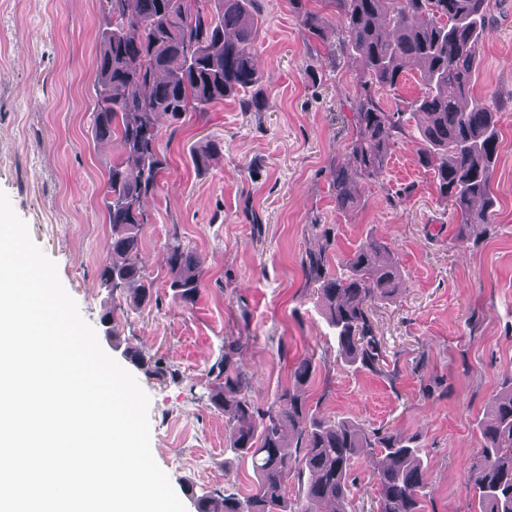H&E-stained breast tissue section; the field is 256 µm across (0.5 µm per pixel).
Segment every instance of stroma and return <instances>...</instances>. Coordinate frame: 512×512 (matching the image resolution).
<instances>
[{
    "mask_svg": "<svg viewBox=\"0 0 512 512\" xmlns=\"http://www.w3.org/2000/svg\"><path fill=\"white\" fill-rule=\"evenodd\" d=\"M258 65L270 107L241 112L224 101L178 124L160 118L166 166L144 200V250L158 306L108 326L98 271L112 261L102 184L112 142L88 119L104 19L99 0H0V191L57 265L59 279L103 350L148 395L150 444L186 512L195 494L248 493L250 459L227 446L210 408V367L236 340L254 373L253 398L287 387L293 362L316 371L304 397L316 415L417 437L427 465L422 512H471L465 468L478 456L490 396L512 378V0H495L472 94L501 104L493 178L494 224L457 241L413 135L386 166L353 186L340 211L328 175L350 141L362 69L328 16L322 40H303L288 0H259ZM321 74L310 82V71ZM223 150L212 156L209 143ZM332 228L331 264L367 236L383 237L402 270L400 295L374 308L381 370L350 365L306 288L300 259L318 249L313 227ZM179 230L203 259L194 303L174 301L163 245ZM136 350L161 360L159 377L132 366Z\"/></svg>",
    "mask_w": 512,
    "mask_h": 512,
    "instance_id": "1",
    "label": "stroma"
}]
</instances>
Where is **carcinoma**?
Segmentation results:
<instances>
[{"label":"carcinoma","mask_w":512,"mask_h":512,"mask_svg":"<svg viewBox=\"0 0 512 512\" xmlns=\"http://www.w3.org/2000/svg\"><path fill=\"white\" fill-rule=\"evenodd\" d=\"M259 0H101L105 29L97 59L95 136L116 142L103 183L109 249L121 257L100 271L112 283V313L124 311L129 287L139 284L138 307L152 301L140 230L147 223L143 199L158 188L165 160L157 119L178 122L187 112H207L239 98L244 112H264L269 98L257 65L256 12ZM346 33L345 45L362 65L354 129L345 158L330 170L336 209L355 206L349 177L371 180L386 165L392 146L406 134L409 117L426 122L416 141L419 163L432 171L441 204L459 224L460 241L475 226L493 224L491 184L499 144L497 105L472 99L480 46L489 26L491 0H322ZM303 34L320 37L323 20L288 0ZM419 68L421 94L391 112L372 88L394 90L405 62ZM325 245L301 257L308 288L316 290L336 329L341 352L351 363L380 370L381 352L372 307L397 295L400 266L388 243L371 236L338 272L330 270V228ZM172 298L194 302L201 289L202 258L187 248L177 230L164 244ZM228 342L224 358L209 371L215 386L208 400L224 414L232 447L250 458L257 481L248 495L207 492L195 498L197 512H320L324 502L347 512L350 470L368 449L375 470L377 512H419L427 482L421 448L395 430L365 429L346 420L317 416L302 388L313 374L311 361H298L292 386L258 405L254 373L236 360ZM481 455L467 466V483L477 492V512H512V378L489 400ZM299 496L286 497L288 478Z\"/></svg>","instance_id":"carcinoma-1"}]
</instances>
